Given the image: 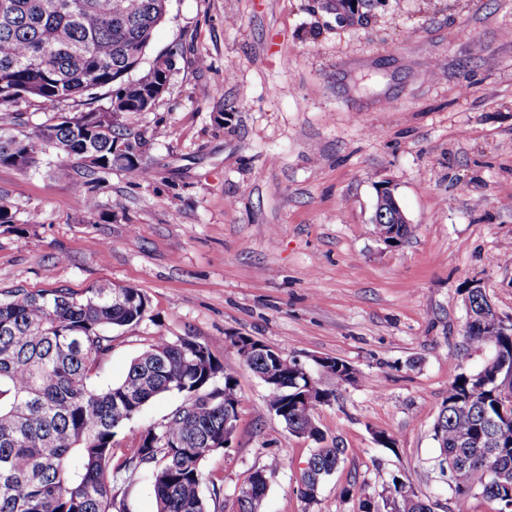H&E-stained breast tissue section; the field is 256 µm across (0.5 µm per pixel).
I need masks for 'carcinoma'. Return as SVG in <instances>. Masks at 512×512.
<instances>
[{
  "label": "carcinoma",
  "instance_id": "obj_1",
  "mask_svg": "<svg viewBox=\"0 0 512 512\" xmlns=\"http://www.w3.org/2000/svg\"><path fill=\"white\" fill-rule=\"evenodd\" d=\"M168 0H8L0 8V107L23 98L45 107L74 101L99 88L113 89L106 104L72 116L29 123L0 132V165L21 171L40 167L51 151L81 162L82 175L100 183L114 168L138 177L143 138L112 117L147 112L154 86L169 80L171 57L137 66ZM473 316L464 335L470 346L491 354L481 369L461 374L448 386L433 432L439 457L456 461L448 486L455 512H467L480 494L500 503L512 485L495 482L491 468L512 472V328L489 335L494 317L482 289L469 288ZM147 299L136 288H94L82 295L63 289H16L0 298V512H125L116 507L112 483L148 474L156 512H210L223 486L204 471L212 445L224 439V404L239 401L235 378L209 347L188 336L152 337L132 359L126 376L105 386L92 375L112 352V330L137 324ZM288 387L269 394L274 411L294 434L308 429L314 409L297 405L294 360L281 356ZM177 392L182 404L145 429L131 455L115 460L117 431L150 401ZM298 481L313 501L344 460L346 449L329 443L319 427ZM268 486L238 499L237 512H266ZM382 504L387 512H433L404 482L391 483L360 500L359 509Z\"/></svg>",
  "mask_w": 512,
  "mask_h": 512
}]
</instances>
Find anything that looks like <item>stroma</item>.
Returning a JSON list of instances; mask_svg holds the SVG:
<instances>
[{
	"label": "stroma",
	"mask_w": 512,
	"mask_h": 512,
	"mask_svg": "<svg viewBox=\"0 0 512 512\" xmlns=\"http://www.w3.org/2000/svg\"><path fill=\"white\" fill-rule=\"evenodd\" d=\"M171 52L167 91L122 115L145 138L150 179L113 169L90 212L78 161L0 166L16 225L0 227V293L145 294L144 319L113 332L101 384L160 333L210 348L240 394L230 447L205 462L224 488L211 512H236V487L261 469L267 512H359L395 474L452 512L433 424L449 384L488 356L463 336L468 286L512 315V0H380L353 14L328 0H168L143 63ZM384 185L410 220L393 247L372 222ZM230 336L333 391L314 416L346 454L316 501L297 487L313 441L260 414L268 389ZM321 357L359 380L338 381ZM182 402L154 399L114 447L130 453Z\"/></svg>",
	"instance_id": "35a3bbf8"
}]
</instances>
